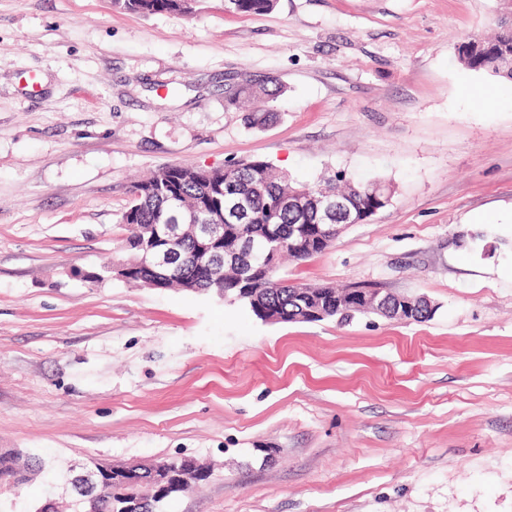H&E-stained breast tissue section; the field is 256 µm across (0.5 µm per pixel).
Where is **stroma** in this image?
Returning <instances> with one entry per match:
<instances>
[{
	"mask_svg": "<svg viewBox=\"0 0 512 512\" xmlns=\"http://www.w3.org/2000/svg\"><path fill=\"white\" fill-rule=\"evenodd\" d=\"M499 0H0V448L63 467L192 458L164 512H512V100L462 98ZM276 79L278 118L228 107ZM259 158L390 204L280 273L436 305L431 319L266 323L212 295L88 275L134 180ZM67 506L46 473L12 512ZM198 0H114L118 7L144 15L167 13L190 15L195 12ZM228 8L242 15H259L273 9L276 0H225Z\"/></svg>",
	"mask_w": 512,
	"mask_h": 512,
	"instance_id": "stroma-1",
	"label": "stroma"
}]
</instances>
